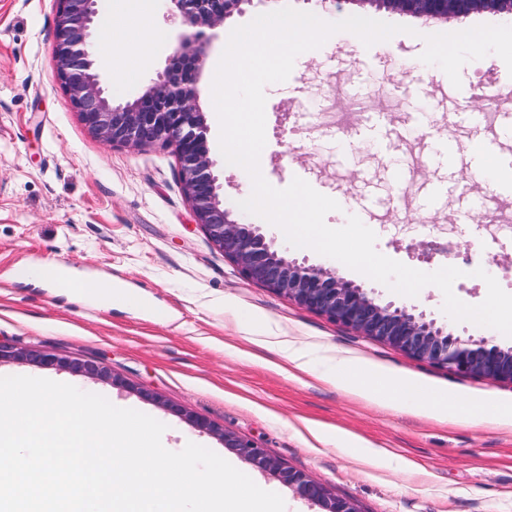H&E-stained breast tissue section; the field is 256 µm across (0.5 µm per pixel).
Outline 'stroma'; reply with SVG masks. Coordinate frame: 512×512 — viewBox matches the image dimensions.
Returning <instances> with one entry per match:
<instances>
[{"label": "stroma", "instance_id": "35a3bbf8", "mask_svg": "<svg viewBox=\"0 0 512 512\" xmlns=\"http://www.w3.org/2000/svg\"><path fill=\"white\" fill-rule=\"evenodd\" d=\"M285 5L330 22L357 15L410 31L369 48L336 33L300 54L285 82L265 86V179L278 189L305 180L339 203L325 217L329 227L358 216L375 232L376 250L408 267L462 270L453 292L467 304L487 295L473 275L478 268L512 294V184L476 174L474 152L489 149L512 170V97L491 106L470 96L494 87L506 65L495 56L462 70L458 88L438 66L404 68L423 52L436 20L367 0L339 11L326 0H247L207 41L197 83L226 207L239 211L252 182L220 151L210 82L230 32ZM56 8V0H0V341L104 361L125 385L28 363L2 364L0 374L61 378L145 413L166 425L171 442L231 460L279 494L286 512L319 508L176 408L255 441L360 512H512V385L410 358L245 279L195 223L173 148L115 147L82 123L57 77ZM152 29V57L125 84L115 85L111 57L98 54L100 80L114 98L141 93L184 31L160 0ZM433 240L449 244L450 254L423 258L419 243ZM39 262L120 285L127 295L104 305L77 288L15 276ZM340 272L382 302L448 322L454 334L512 347L497 330L448 321L435 286L406 297L348 267ZM287 343L310 352L309 371L289 372ZM336 354L456 397L457 406L435 419L368 403L321 379L324 358ZM145 391L162 405L143 400ZM473 403L483 405V419L467 418ZM364 448L384 454L368 463Z\"/></svg>", "mask_w": 512, "mask_h": 512}]
</instances>
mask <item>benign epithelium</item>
<instances>
[{
	"instance_id": "7a95c632",
	"label": "benign epithelium",
	"mask_w": 512,
	"mask_h": 512,
	"mask_svg": "<svg viewBox=\"0 0 512 512\" xmlns=\"http://www.w3.org/2000/svg\"><path fill=\"white\" fill-rule=\"evenodd\" d=\"M54 57L58 79L83 124L102 141L120 147L172 146L179 182L195 223L240 273L300 308L323 315L356 335L386 343L416 360L456 374L512 384V348L486 339H463L449 326L392 303H383L344 279L332 267L313 266L282 255L253 224L239 222L224 207L214 172L205 115L197 105L196 75L203 63L206 31L224 25L252 0H163L181 17L185 31L173 49L169 65L132 100L116 102L102 86L97 72L92 31L99 19L98 0H56ZM415 17L451 19L474 12L512 18V0H374ZM31 363L122 386L103 364L72 361L52 352L0 343V363ZM170 411L203 433L218 437L263 473L317 504L322 512H359L305 473L268 455L257 443L193 417L178 408Z\"/></svg>"
}]
</instances>
